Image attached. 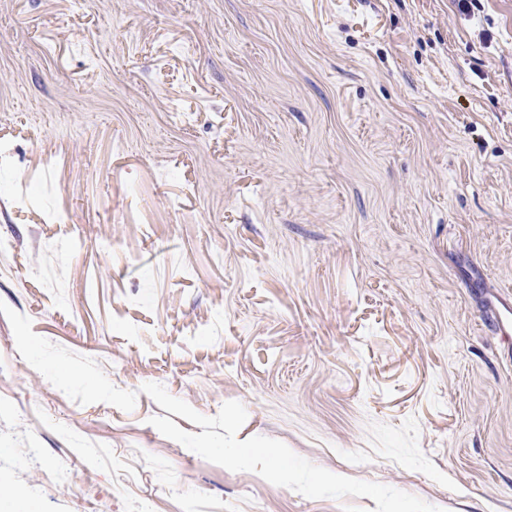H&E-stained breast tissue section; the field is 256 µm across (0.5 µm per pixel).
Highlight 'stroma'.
<instances>
[{"label": "stroma", "mask_w": 512, "mask_h": 512, "mask_svg": "<svg viewBox=\"0 0 512 512\" xmlns=\"http://www.w3.org/2000/svg\"><path fill=\"white\" fill-rule=\"evenodd\" d=\"M511 297L512 0H0V512H512Z\"/></svg>", "instance_id": "stroma-1"}]
</instances>
